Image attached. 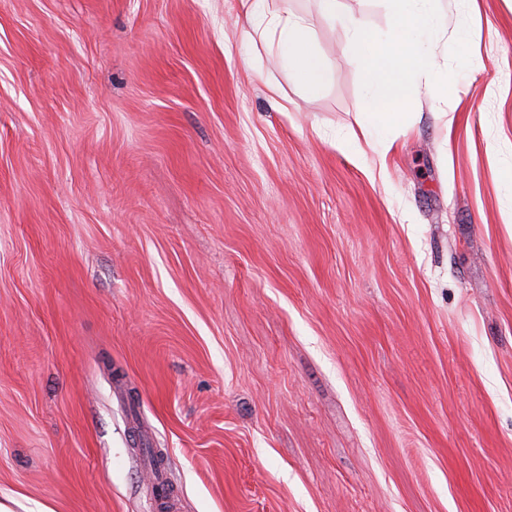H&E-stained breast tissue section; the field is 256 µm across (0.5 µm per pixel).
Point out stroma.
<instances>
[{"instance_id": "1", "label": "stroma", "mask_w": 512, "mask_h": 512, "mask_svg": "<svg viewBox=\"0 0 512 512\" xmlns=\"http://www.w3.org/2000/svg\"><path fill=\"white\" fill-rule=\"evenodd\" d=\"M387 131L239 0H0V493L55 512H512V0ZM278 85L287 108L271 98Z\"/></svg>"}]
</instances>
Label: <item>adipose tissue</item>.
<instances>
[{"instance_id": "obj_1", "label": "adipose tissue", "mask_w": 512, "mask_h": 512, "mask_svg": "<svg viewBox=\"0 0 512 512\" xmlns=\"http://www.w3.org/2000/svg\"><path fill=\"white\" fill-rule=\"evenodd\" d=\"M267 0H241L244 22L249 27H257L265 17ZM269 17V16H266ZM277 47L283 63L299 79L305 89L317 87L323 75L321 62L312 55L313 33L306 21L292 12H284L269 17Z\"/></svg>"}]
</instances>
